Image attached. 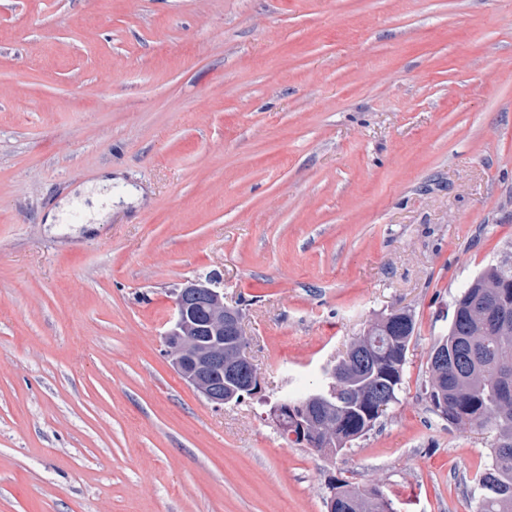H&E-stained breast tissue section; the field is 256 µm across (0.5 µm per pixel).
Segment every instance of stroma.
<instances>
[{"mask_svg":"<svg viewBox=\"0 0 512 512\" xmlns=\"http://www.w3.org/2000/svg\"><path fill=\"white\" fill-rule=\"evenodd\" d=\"M510 252L512 0H0V512H474L496 432L434 412L430 351ZM207 277L262 376L222 408L164 341ZM400 309L372 430L283 438ZM304 405V403L295 404L288 400H280L270 409V416L279 424L285 414L289 413L292 416V421L286 429V436L298 444L312 447L317 434L313 426L319 428V431L329 429V426L326 422L315 424L308 416L302 414ZM336 495L340 499L353 504L349 512H397L393 500L380 490H374L368 494L360 493L347 483L336 485V489L335 484L330 487V496L328 498L329 512H334L344 507L341 502L336 501Z\"/></svg>","mask_w":512,"mask_h":512,"instance_id":"35a3bbf8","label":"stroma"}]
</instances>
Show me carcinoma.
Wrapping results in <instances>:
<instances>
[{"mask_svg": "<svg viewBox=\"0 0 512 512\" xmlns=\"http://www.w3.org/2000/svg\"><path fill=\"white\" fill-rule=\"evenodd\" d=\"M455 319L437 343L448 348V366L429 369L431 404L443 417L461 426H491L497 432L492 464L479 474L481 494L475 512H512V399L499 397L503 378H512V256L480 271L455 301ZM415 334L411 313L394 311L373 322L341 364V377L325 372L318 389L327 403L313 414L333 421L331 433H320L316 448L335 454L368 433L379 415L363 419L360 403H392L403 383L406 353ZM336 495L352 504L351 512H397L393 500L374 490L361 493L347 483Z\"/></svg>", "mask_w": 512, "mask_h": 512, "instance_id": "cac0c4a2", "label": "carcinoma"}]
</instances>
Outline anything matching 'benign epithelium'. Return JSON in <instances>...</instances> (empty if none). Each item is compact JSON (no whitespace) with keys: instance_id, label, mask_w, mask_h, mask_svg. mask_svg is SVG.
<instances>
[{"instance_id":"1","label":"benign epithelium","mask_w":512,"mask_h":512,"mask_svg":"<svg viewBox=\"0 0 512 512\" xmlns=\"http://www.w3.org/2000/svg\"><path fill=\"white\" fill-rule=\"evenodd\" d=\"M166 341L174 367L208 402L222 406L261 392L260 373L245 352L241 320L235 308L224 304L221 281H189L176 291ZM303 408L302 403L280 400L270 416L279 423L291 415L286 436L311 447L316 430L328 424L314 423L302 414Z\"/></svg>"}]
</instances>
